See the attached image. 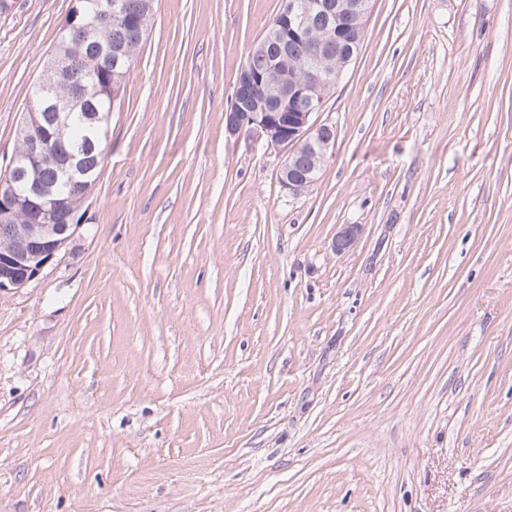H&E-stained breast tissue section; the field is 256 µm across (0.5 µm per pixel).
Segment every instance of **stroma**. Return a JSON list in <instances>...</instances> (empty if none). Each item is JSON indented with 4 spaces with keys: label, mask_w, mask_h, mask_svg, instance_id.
Masks as SVG:
<instances>
[{
    "label": "stroma",
    "mask_w": 512,
    "mask_h": 512,
    "mask_svg": "<svg viewBox=\"0 0 512 512\" xmlns=\"http://www.w3.org/2000/svg\"><path fill=\"white\" fill-rule=\"evenodd\" d=\"M280 3L155 0L89 222L0 293V512H512V0H374L296 197L224 126ZM71 5L0 0V172Z\"/></svg>",
    "instance_id": "1"
}]
</instances>
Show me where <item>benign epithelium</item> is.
I'll use <instances>...</instances> for the list:
<instances>
[{"label":"benign epithelium","instance_id":"benign-epithelium-1","mask_svg":"<svg viewBox=\"0 0 512 512\" xmlns=\"http://www.w3.org/2000/svg\"><path fill=\"white\" fill-rule=\"evenodd\" d=\"M81 2L73 0L63 30L81 29L84 38L65 51L54 49L46 59L33 85L40 109L24 113L17 131L19 146L0 178V224L6 225L0 234V292L18 291L37 279L86 222L82 209L97 178L82 155L64 147V139L78 122L88 131L89 146L96 147L106 118L96 103L113 106L128 76L135 44L95 38L97 26L84 22ZM372 2L282 0L271 33L257 47L267 60L265 67L245 65L239 73L234 102L224 113L225 130L231 135L245 130L284 152L278 181L291 196L317 183V172L335 143V128L317 124L313 117L359 50L353 32L365 30ZM151 10L152 0H143L135 12L114 0L105 5L103 15L139 37ZM309 39L319 46L316 60L281 78L288 43ZM75 53L97 62L92 79L61 80ZM46 160L53 163L49 180L37 175ZM360 232L359 224L342 225L333 249L349 250Z\"/></svg>","mask_w":512,"mask_h":512}]
</instances>
